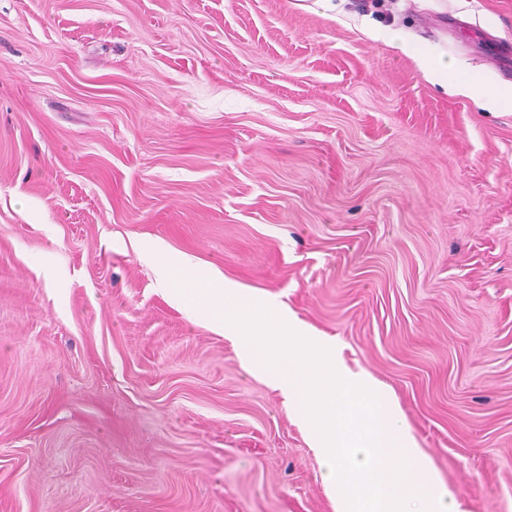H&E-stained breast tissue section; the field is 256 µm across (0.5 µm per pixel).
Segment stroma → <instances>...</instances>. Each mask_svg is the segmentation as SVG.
<instances>
[{
	"label": "stroma",
	"instance_id": "1",
	"mask_svg": "<svg viewBox=\"0 0 512 512\" xmlns=\"http://www.w3.org/2000/svg\"><path fill=\"white\" fill-rule=\"evenodd\" d=\"M399 30L400 41L389 38ZM512 0H0V512H336L156 266L289 309L512 512ZM468 85L478 86L482 97L492 106L505 109L512 107V89L505 90L500 85L484 83L479 76L469 75Z\"/></svg>",
	"mask_w": 512,
	"mask_h": 512
}]
</instances>
